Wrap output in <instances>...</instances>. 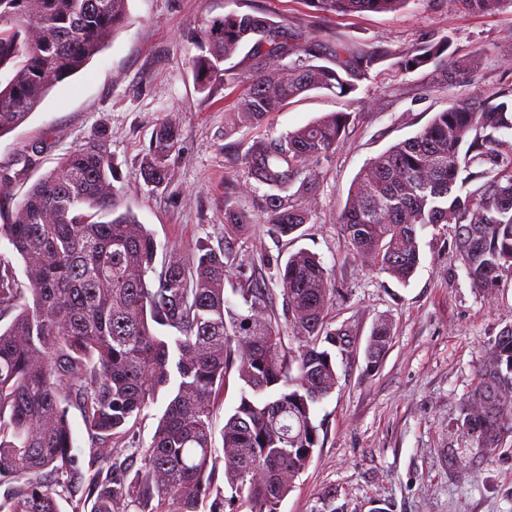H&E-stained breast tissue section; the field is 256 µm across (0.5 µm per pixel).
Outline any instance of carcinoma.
Returning <instances> with one entry per match:
<instances>
[{
  "instance_id": "cac0c4a2",
  "label": "carcinoma",
  "mask_w": 512,
  "mask_h": 512,
  "mask_svg": "<svg viewBox=\"0 0 512 512\" xmlns=\"http://www.w3.org/2000/svg\"><path fill=\"white\" fill-rule=\"evenodd\" d=\"M128 0H0V137L22 124L59 83L99 54L127 20ZM314 18L399 12L409 0H305ZM491 14L512 0H456ZM243 45L251 67L237 74L242 96L233 121L265 124L271 113L308 91L351 97L358 81L390 58L383 45L335 43L329 64L313 65L321 43L311 32L252 7L209 22L194 60L198 91L210 97L234 75L224 62ZM448 38L406 52L401 68L446 67ZM278 60L275 71L267 62ZM332 112L238 155L261 196L263 223L280 237L311 220L307 199L316 167L353 123ZM512 88L481 102L455 101L414 136L358 173L338 214L352 251L406 284L420 261L418 233L454 225V247L474 288L492 295L512 273ZM178 130L153 132L144 178L168 183L167 160ZM112 215L95 220V213ZM224 223H253L238 188L224 190ZM0 239L24 264L17 278L0 254V512H82L83 481L68 419L80 408L106 473L94 484L91 512H279L320 444L314 407L336 387V355L353 331L331 328L332 274L306 249L277 263L283 313L257 287L242 289L247 313L224 298L230 254L207 242L191 263L156 272L152 233L127 211L115 214L112 158L94 139L64 154L0 224ZM288 325L283 335L280 320ZM377 320L365 347L375 369L392 341ZM236 371L237 405L224 423V458L214 455L215 402ZM168 395L141 465L130 473L112 437L144 408ZM462 430L487 455L512 437V326L489 347L462 404ZM224 465V484L217 482ZM230 495H225V489Z\"/></svg>"
}]
</instances>
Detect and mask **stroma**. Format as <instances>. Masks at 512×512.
<instances>
[{
    "label": "stroma",
    "instance_id": "obj_1",
    "mask_svg": "<svg viewBox=\"0 0 512 512\" xmlns=\"http://www.w3.org/2000/svg\"><path fill=\"white\" fill-rule=\"evenodd\" d=\"M252 3L274 20L309 28L305 0H128L129 20L83 70L58 84L26 119L0 137V193L20 201L62 155L104 138L112 157L114 202L155 237L157 265L191 260L198 242L224 247L235 263L224 296L241 307L240 288L263 280L274 306L282 297L271 262L304 248L332 270L339 294L329 321L350 326L357 346L337 359L338 383L317 406L320 445L279 512H316L334 493L336 512H512V441L486 457L460 426L462 399L500 331L512 326V276L494 295L472 287L453 246L452 225L425 229L420 265L409 283L378 272L347 248L337 215L368 159L414 136L450 103L486 99L512 83V7L473 15L453 0H410L397 13L335 16L322 24L325 44H381L392 59L359 84L362 100L336 151L322 159L311 196L313 216L279 237L255 221L245 231L224 222V184L243 179L237 155L332 112L347 98L313 90L274 113L260 128L234 127L241 87L198 92L193 59L209 20ZM450 38L453 58L472 62L475 77L445 80L432 65L402 70L399 58L427 40ZM173 123L178 143L167 161L168 185L154 188L141 162L157 125ZM43 151L33 165L31 145ZM393 340L378 368L367 371L364 348L377 319Z\"/></svg>",
    "mask_w": 512,
    "mask_h": 512
}]
</instances>
